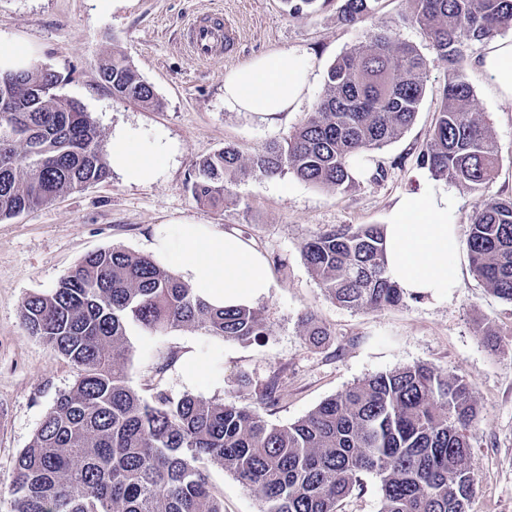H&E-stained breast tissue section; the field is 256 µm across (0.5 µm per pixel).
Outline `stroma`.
Segmentation results:
<instances>
[{"label":"stroma","mask_w":512,"mask_h":512,"mask_svg":"<svg viewBox=\"0 0 512 512\" xmlns=\"http://www.w3.org/2000/svg\"><path fill=\"white\" fill-rule=\"evenodd\" d=\"M340 5L341 0H319L315 12L295 15L284 0H121L107 12L98 0H0V40L36 47L37 63L63 77L58 94L80 102L99 128L102 149H109L118 128L174 149L153 183L129 184L114 172L105 182L0 220V512L13 510L17 456L56 394L74 380L70 363L26 330L20 317L24 298L54 288L88 253L113 246L147 253L156 230L181 219L238 231L265 256L273 287L257 306L269 334L241 344L196 328L161 336L130 328L125 366L130 386L145 396L158 386L175 397L188 393L254 407L264 384L274 379L276 402L262 414L269 423L285 425L376 373L427 364L464 377L480 405L472 448L478 483L470 512H512V304L476 278L467 248L456 255L461 283L447 302L409 297L396 307L364 310L332 302L301 255L307 239L332 226L390 223L397 200L432 181L419 155L448 67L399 0H380L374 22L415 45L429 73L414 123L372 155L385 165L383 178L361 180L342 194L290 176L248 179L230 186L219 209L196 202L187 189L195 160L228 143L249 157L256 147L285 137L315 109L328 66L364 35L363 28L341 23ZM206 13L223 15L236 30L234 53L203 61L188 48V24ZM287 49L308 54L314 63L298 111L269 125L225 106V71ZM115 51L153 86L163 110L113 97L99 66ZM466 74L502 161L481 191L458 190L449 221L462 239L484 199L512 197V105L498 100L485 75L471 67ZM307 315L328 329L323 344L306 341ZM487 327L493 332L489 339L482 334ZM209 474L224 512H259L258 497L230 473L214 466Z\"/></svg>","instance_id":"1"}]
</instances>
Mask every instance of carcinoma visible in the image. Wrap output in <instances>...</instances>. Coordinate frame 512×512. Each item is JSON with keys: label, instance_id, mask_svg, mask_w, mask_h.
<instances>
[{"label": "carcinoma", "instance_id": "obj_1", "mask_svg": "<svg viewBox=\"0 0 512 512\" xmlns=\"http://www.w3.org/2000/svg\"><path fill=\"white\" fill-rule=\"evenodd\" d=\"M378 2L343 0L341 18L361 26ZM402 2L448 63L420 163L433 179L477 192L495 178L502 156L465 77V48L512 30V0ZM427 70L414 45L367 30L329 66L314 112L286 137L258 147L246 162L229 144L195 161L192 197L218 206L238 180L286 175L337 193L354 189L364 157L412 125ZM100 77L117 98L163 106L119 53L101 65ZM62 81L37 63L0 74V219L110 176L100 131L78 101L55 92ZM467 247L475 276L512 303V198L483 202ZM301 253L343 307L404 302L387 275L380 225L325 230ZM21 319L76 376L17 458L15 512H224L211 491V465L255 493L260 512H337L364 474L380 480L381 512H461L475 491L478 401L465 379L429 365L354 383L286 426L232 400L175 398L159 387L141 395L125 374L132 326L158 335L193 326L239 343L267 335L258 309L215 310L150 255L122 247L89 253L55 288L27 296Z\"/></svg>", "mask_w": 512, "mask_h": 512}]
</instances>
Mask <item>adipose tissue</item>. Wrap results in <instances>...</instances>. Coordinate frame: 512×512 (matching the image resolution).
Wrapping results in <instances>:
<instances>
[{
	"label": "adipose tissue",
	"mask_w": 512,
	"mask_h": 512,
	"mask_svg": "<svg viewBox=\"0 0 512 512\" xmlns=\"http://www.w3.org/2000/svg\"><path fill=\"white\" fill-rule=\"evenodd\" d=\"M474 65L491 79L498 99L512 103V39L490 42ZM312 71L311 59L296 50L255 56L225 72L224 104L277 122L301 106ZM172 153L167 143L142 142L121 128L112 134L111 166L130 183L154 182ZM455 205V190L432 185L396 203L385 227L386 264L406 296L441 303L458 287L457 229L448 221ZM150 250L157 261L174 265L196 295L216 307L254 306L272 287L263 255L235 231L219 232L183 219L174 231L155 234Z\"/></svg>",
	"instance_id": "adipose-tissue-1"
}]
</instances>
